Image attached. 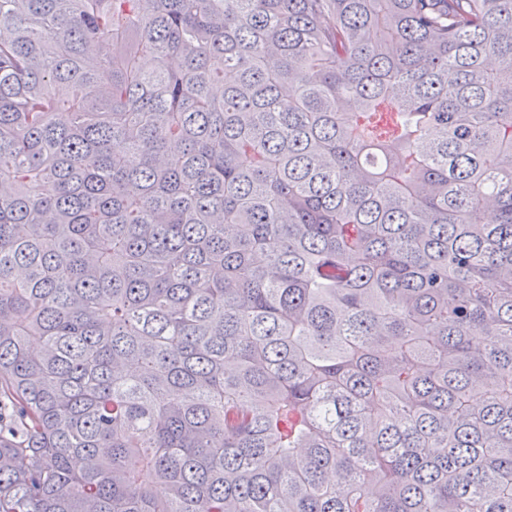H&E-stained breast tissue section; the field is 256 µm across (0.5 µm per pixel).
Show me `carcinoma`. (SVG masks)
<instances>
[{"mask_svg": "<svg viewBox=\"0 0 512 512\" xmlns=\"http://www.w3.org/2000/svg\"><path fill=\"white\" fill-rule=\"evenodd\" d=\"M0 28V512H512V0Z\"/></svg>", "mask_w": 512, "mask_h": 512, "instance_id": "cac0c4a2", "label": "carcinoma"}]
</instances>
